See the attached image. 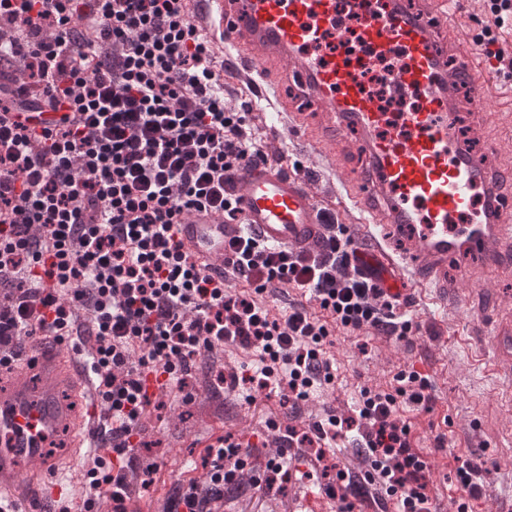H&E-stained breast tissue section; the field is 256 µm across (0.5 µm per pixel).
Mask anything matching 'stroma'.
<instances>
[{"label":"stroma","instance_id":"obj_1","mask_svg":"<svg viewBox=\"0 0 512 512\" xmlns=\"http://www.w3.org/2000/svg\"><path fill=\"white\" fill-rule=\"evenodd\" d=\"M457 33L463 34L461 51L479 70L486 59L475 42L484 29L483 0H459L456 7ZM488 72L489 96L483 114L461 113L463 127L479 123L483 142L497 144L488 162L496 167L512 166V73ZM483 286L471 289L462 284L467 300L465 311L445 317L426 293H415L412 312L421 325L419 333L405 340L383 336L336 334L330 353L336 363L335 379L320 387L290 415L279 404V394L256 392L255 403L243 398L241 389L220 386L207 365H198L189 384L194 394L183 403L178 391H171L163 406L152 412L138 437L137 448L127 451L134 461L128 477L133 485L134 512H161L174 489L189 481L205 482L201 461L208 447L219 439H233L259 445L267 434L270 413L281 423L304 428L312 417L332 408L349 413L362 387L389 388L401 371H417L431 382L430 407L404 404L403 420L411 426L416 448L431 461L429 491L433 512H457L468 503L471 512H493V501L512 495V401L503 396L494 379L484 375L471 357L475 346L474 318L512 317V267H489L482 271ZM479 425V441H471V425ZM479 457L487 463L486 491L480 498L464 500L457 473L460 457ZM85 460H78L66 474V488L60 501L50 502L43 512H108V504L86 501L81 475ZM290 480L283 491L262 498L250 490H228L225 499L232 512H294L298 503L320 507L329 496L330 482L323 468L309 460L293 461Z\"/></svg>","mask_w":512,"mask_h":512}]
</instances>
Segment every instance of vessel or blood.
Instances as JSON below:
<instances>
[{"label": "vessel or blood", "mask_w": 512, "mask_h": 512, "mask_svg": "<svg viewBox=\"0 0 512 512\" xmlns=\"http://www.w3.org/2000/svg\"><path fill=\"white\" fill-rule=\"evenodd\" d=\"M190 19L204 27L226 64L266 74L270 61L295 79L323 113L307 131L316 161L339 162L324 148L337 132L364 138L366 174L360 190L342 181L363 214L354 262L385 292L408 296L444 288L449 270L471 277L464 256L499 265L512 250V205L500 184L512 168L488 171L462 143L455 123L456 92L469 87L472 111L486 96L483 76L466 57L447 61L458 40L440 48L425 11L407 0H191ZM397 59L386 97L417 96V109L391 115L367 88L383 60ZM272 127L297 129L295 113L277 100ZM233 193L242 225L202 211L177 225L176 237L206 272L224 271V244L247 227L273 248H321L312 183L273 160L243 165ZM478 347L490 359L512 357V321L492 324ZM69 393L67 406L60 398ZM100 397L82 352L38 336L23 354L0 364V512H36L43 497L59 499L63 478L83 449L93 447Z\"/></svg>", "instance_id": "b4317fda"}]
</instances>
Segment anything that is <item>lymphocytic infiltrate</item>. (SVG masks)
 I'll list each match as a JSON object with an SVG mask.
<instances>
[{
  "label": "lymphocytic infiltrate",
  "mask_w": 512,
  "mask_h": 512,
  "mask_svg": "<svg viewBox=\"0 0 512 512\" xmlns=\"http://www.w3.org/2000/svg\"><path fill=\"white\" fill-rule=\"evenodd\" d=\"M480 42L497 70H512L498 29L512 28V0H484ZM0 337L76 341L112 418V448L132 447L147 410L178 389L189 364L250 351L252 370L230 369L232 386L287 388L294 404L331 383L328 348L336 331L396 337L418 323L350 260L347 225L323 216L320 251L269 248L250 234L228 244L224 275H205L184 254L173 227L213 209L236 221L231 192L254 158H284L258 138L253 108L224 83V61L189 18L188 0H0ZM51 107L60 118L35 131L15 112ZM415 371L391 389L363 388L353 414L314 420L307 430L267 422L270 459L251 467V448L221 441L204 460L205 484H190L162 512H224L225 488L267 495L288 477L299 449L324 461L331 441L353 436L364 468L336 471L340 512L380 483L379 512H430L427 457L399 415L426 401ZM94 457L88 494L125 512L127 475Z\"/></svg>",
  "instance_id": "lymphocytic-infiltrate-1"
}]
</instances>
